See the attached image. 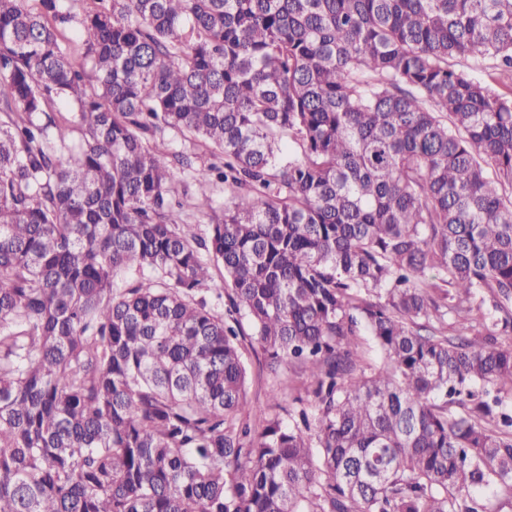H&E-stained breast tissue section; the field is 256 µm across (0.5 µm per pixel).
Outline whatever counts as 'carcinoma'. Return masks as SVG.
<instances>
[{
  "mask_svg": "<svg viewBox=\"0 0 512 512\" xmlns=\"http://www.w3.org/2000/svg\"><path fill=\"white\" fill-rule=\"evenodd\" d=\"M457 57L512 74V0H0V512H512V86ZM244 321L314 381L254 437ZM59 39L65 51H67L76 61H81L84 53L85 45L82 38L76 32V28L72 24L59 25Z\"/></svg>",
  "mask_w": 512,
  "mask_h": 512,
  "instance_id": "obj_1",
  "label": "carcinoma"
}]
</instances>
